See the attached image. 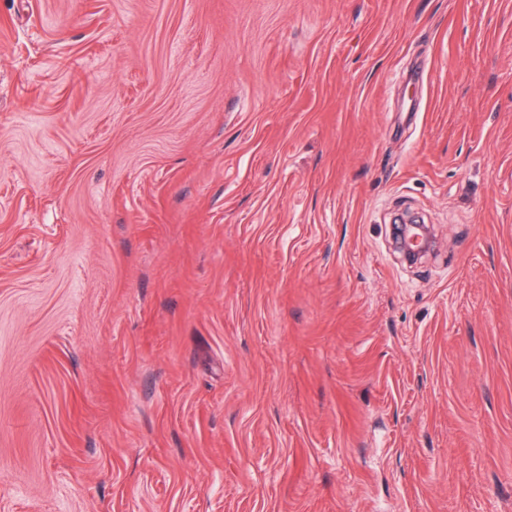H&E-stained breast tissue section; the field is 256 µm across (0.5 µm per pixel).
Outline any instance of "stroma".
<instances>
[{
	"label": "stroma",
	"mask_w": 512,
	"mask_h": 512,
	"mask_svg": "<svg viewBox=\"0 0 512 512\" xmlns=\"http://www.w3.org/2000/svg\"><path fill=\"white\" fill-rule=\"evenodd\" d=\"M0 512H512V0H0Z\"/></svg>",
	"instance_id": "35a3bbf8"
}]
</instances>
